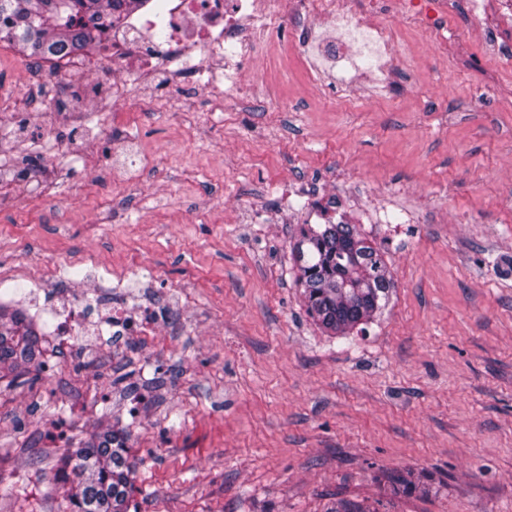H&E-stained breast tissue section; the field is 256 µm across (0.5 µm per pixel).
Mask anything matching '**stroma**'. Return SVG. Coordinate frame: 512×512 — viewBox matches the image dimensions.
Returning a JSON list of instances; mask_svg holds the SVG:
<instances>
[{"label":"stroma","instance_id":"obj_1","mask_svg":"<svg viewBox=\"0 0 512 512\" xmlns=\"http://www.w3.org/2000/svg\"><path fill=\"white\" fill-rule=\"evenodd\" d=\"M390 89L314 81L280 12L264 52L236 61L263 101L163 97L150 80L77 126L51 74L0 49V155L38 184L0 191V274L14 288L109 279L168 319L105 370L50 338L49 373L0 379V512H60L58 461L96 426L129 442L130 512H512V60L447 0L438 48L400 0ZM53 134L57 157L35 144ZM142 156L122 168L128 143ZM377 244L395 282L365 332L337 336L306 312L289 245L319 206ZM377 206L410 208L379 224ZM112 221L97 223L101 211ZM433 473L441 494L387 497V474Z\"/></svg>","mask_w":512,"mask_h":512}]
</instances>
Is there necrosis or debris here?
<instances>
[{
	"mask_svg": "<svg viewBox=\"0 0 512 512\" xmlns=\"http://www.w3.org/2000/svg\"><path fill=\"white\" fill-rule=\"evenodd\" d=\"M283 8L296 22L294 45L305 51L320 47L322 63L357 70L356 58L343 52L350 43L380 58L391 52L390 26L375 22L370 12L351 0H154L150 12L134 11L119 24H104L95 52L66 57L59 66L82 83L93 72L111 68L118 79L111 92L99 97L107 108L121 100L128 80L155 69L167 74L174 89L186 81L201 89L220 83L225 95L251 96L258 93V83L241 78L226 63L254 56L266 45L270 22ZM318 18L330 21L333 32L317 34ZM48 291L65 300L53 325L60 336L92 334L105 323L124 345L129 337L150 335L164 321L163 311L149 303L133 317L116 305L95 308L60 280L50 283Z\"/></svg>",
	"mask_w": 512,
	"mask_h": 512,
	"instance_id": "obj_1",
	"label": "necrosis or debris"
}]
</instances>
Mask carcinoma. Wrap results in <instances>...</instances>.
I'll use <instances>...</instances> for the list:
<instances>
[{"mask_svg": "<svg viewBox=\"0 0 512 512\" xmlns=\"http://www.w3.org/2000/svg\"><path fill=\"white\" fill-rule=\"evenodd\" d=\"M148 0H0V42L29 57L52 62L97 46L101 21L122 3ZM308 314L324 329L344 336L371 323L388 301L393 281L382 252L352 224H319L301 230L292 249ZM46 341L22 311L0 304V370L39 366ZM130 433L108 426L61 458V479L74 484L67 512H128L133 493ZM418 485L403 476L385 490L410 495Z\"/></svg>", "mask_w": 512, "mask_h": 512, "instance_id": "obj_1", "label": "carcinoma"}]
</instances>
